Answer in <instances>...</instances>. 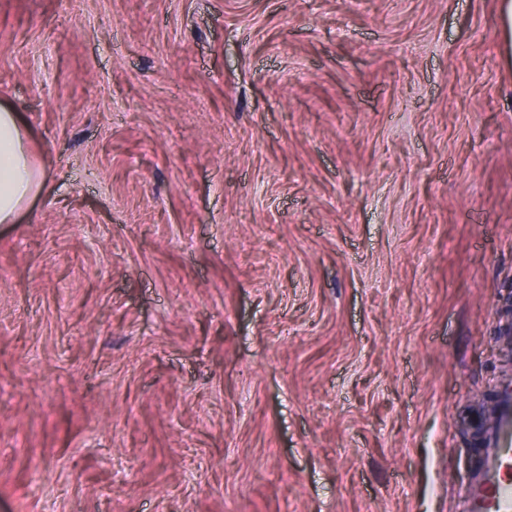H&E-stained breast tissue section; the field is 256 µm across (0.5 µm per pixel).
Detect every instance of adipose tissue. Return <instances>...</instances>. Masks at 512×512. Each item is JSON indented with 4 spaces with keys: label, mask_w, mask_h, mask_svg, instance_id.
<instances>
[{
    "label": "adipose tissue",
    "mask_w": 512,
    "mask_h": 512,
    "mask_svg": "<svg viewBox=\"0 0 512 512\" xmlns=\"http://www.w3.org/2000/svg\"><path fill=\"white\" fill-rule=\"evenodd\" d=\"M27 128L14 108L0 104V223L11 224L43 191L45 173L26 146Z\"/></svg>",
    "instance_id": "obj_1"
}]
</instances>
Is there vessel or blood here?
I'll list each match as a JSON object with an SVG mask.
<instances>
[{"label":"vessel or blood","mask_w":512,"mask_h":512,"mask_svg":"<svg viewBox=\"0 0 512 512\" xmlns=\"http://www.w3.org/2000/svg\"><path fill=\"white\" fill-rule=\"evenodd\" d=\"M466 512H512V382L496 396L495 415L472 457Z\"/></svg>","instance_id":"1"}]
</instances>
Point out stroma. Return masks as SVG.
Masks as SVG:
<instances>
[{"label": "stroma", "mask_w": 512, "mask_h": 512, "mask_svg": "<svg viewBox=\"0 0 512 512\" xmlns=\"http://www.w3.org/2000/svg\"><path fill=\"white\" fill-rule=\"evenodd\" d=\"M502 0H0V512H461L512 378ZM27 128L14 108L0 104V223L12 224L43 191L45 173L26 146Z\"/></svg>", "instance_id": "stroma-1"}]
</instances>
